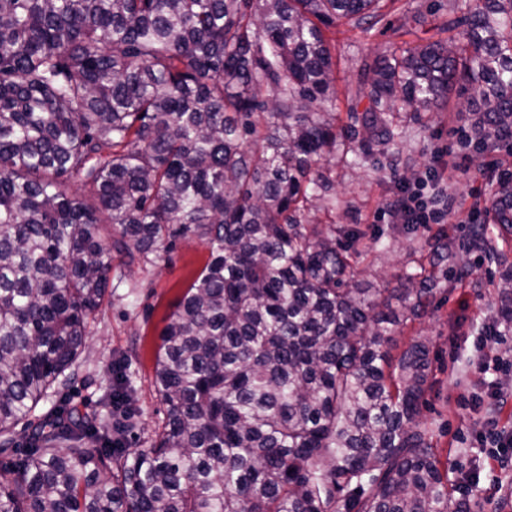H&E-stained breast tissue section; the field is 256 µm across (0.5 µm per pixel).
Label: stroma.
Returning <instances> with one entry per match:
<instances>
[{"instance_id": "obj_1", "label": "stroma", "mask_w": 512, "mask_h": 512, "mask_svg": "<svg viewBox=\"0 0 512 512\" xmlns=\"http://www.w3.org/2000/svg\"><path fill=\"white\" fill-rule=\"evenodd\" d=\"M447 12L448 0H383L378 22L370 32L341 23L327 27L325 36L334 46L340 118H347L350 109L362 110L368 105L358 93L362 59L393 53L406 42L424 44L439 39L437 25ZM462 101L454 92L446 112L407 118L403 138L387 145L384 152H372L364 167H336L328 192L336 206L329 212L314 211L311 218L316 223L365 230L357 267L362 280L376 288L403 287L402 272L427 251L438 232L453 239L458 266L468 273L465 282H445L428 311L396 335L390 354L399 356L414 338L426 340L431 387L425 395L423 415L441 462L453 477L478 470V495L470 512H512V467L501 468L475 441L476 432L488 419L496 421L503 433L512 434V374L483 371L489 355L474 344L484 319L496 318L501 308L499 285L507 265H512V242L502 243L491 228L487 235L492 249L474 248L472 227L467 223L471 211L484 210L491 180L512 168V156L495 148L460 150L459 135L469 129L472 118L462 110ZM383 154L396 159L399 175L408 178L421 177L429 168L437 171L452 207L446 224L408 232L403 225L377 221L378 212L396 191L394 176L378 168ZM208 259L209 252L199 238L177 240L173 249L153 262L125 268L123 284L113 289L110 300L89 323L79 357L81 374L71 389L73 402L84 412H107L113 365L119 360L128 363L134 373L140 447L150 446V436L167 412L154 384L160 333ZM495 388L509 392L504 406L491 405L489 395ZM469 394L478 396V407H462V396ZM494 477L502 481V489L490 488Z\"/></svg>"}]
</instances>
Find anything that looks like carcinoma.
Returning a JSON list of instances; mask_svg holds the SVG:
<instances>
[{"instance_id": "1", "label": "carcinoma", "mask_w": 512, "mask_h": 512, "mask_svg": "<svg viewBox=\"0 0 512 512\" xmlns=\"http://www.w3.org/2000/svg\"><path fill=\"white\" fill-rule=\"evenodd\" d=\"M378 2L0 0V512H468L421 420L426 341L383 350L453 242L396 308L356 282L365 233L309 215L331 163L362 166L457 83L482 145L512 130V0H449L448 39L364 63L343 126L320 25L367 32ZM486 215L512 235V174ZM190 235L209 261L161 331L142 450L126 367L105 415L69 389L112 259ZM501 295L512 330V271Z\"/></svg>"}]
</instances>
